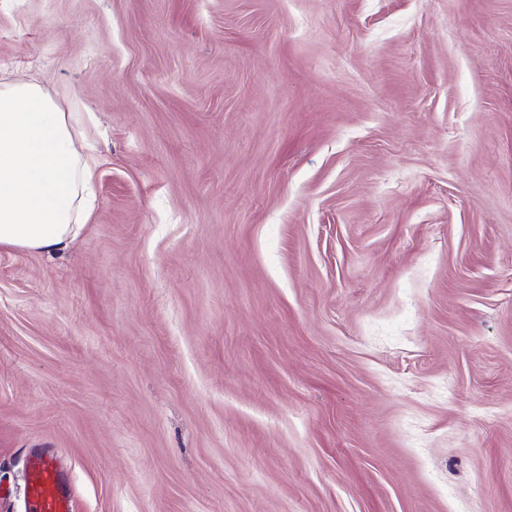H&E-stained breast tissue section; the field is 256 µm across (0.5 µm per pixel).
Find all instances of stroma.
Listing matches in <instances>:
<instances>
[{"mask_svg": "<svg viewBox=\"0 0 512 512\" xmlns=\"http://www.w3.org/2000/svg\"><path fill=\"white\" fill-rule=\"evenodd\" d=\"M98 159L0 249V512H512V0H0ZM25 471L26 512H74L69 479L55 453L33 449L26 457Z\"/></svg>", "mask_w": 512, "mask_h": 512, "instance_id": "obj_1", "label": "stroma"}]
</instances>
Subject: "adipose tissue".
<instances>
[{"mask_svg": "<svg viewBox=\"0 0 512 512\" xmlns=\"http://www.w3.org/2000/svg\"><path fill=\"white\" fill-rule=\"evenodd\" d=\"M35 81L0 85V249H69L95 201L94 156Z\"/></svg>", "mask_w": 512, "mask_h": 512, "instance_id": "obj_1", "label": "adipose tissue"}]
</instances>
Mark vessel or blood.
Wrapping results in <instances>:
<instances>
[{
    "label": "vessel or blood",
    "instance_id": "1",
    "mask_svg": "<svg viewBox=\"0 0 512 512\" xmlns=\"http://www.w3.org/2000/svg\"><path fill=\"white\" fill-rule=\"evenodd\" d=\"M25 471L26 512H74L69 479L55 453L33 449L26 457Z\"/></svg>",
    "mask_w": 512,
    "mask_h": 512
}]
</instances>
